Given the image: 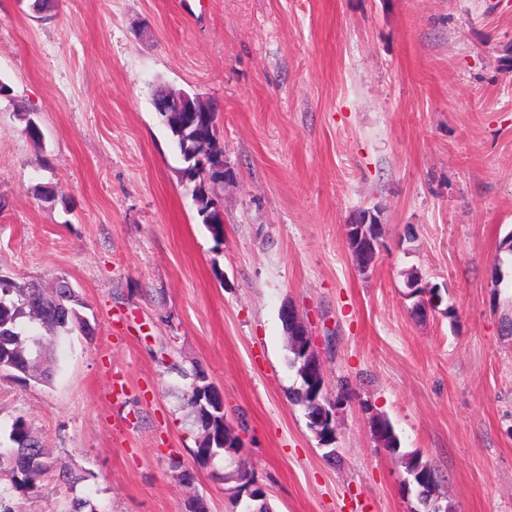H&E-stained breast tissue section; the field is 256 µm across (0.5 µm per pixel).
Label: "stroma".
<instances>
[{
  "instance_id": "1",
  "label": "stroma",
  "mask_w": 512,
  "mask_h": 512,
  "mask_svg": "<svg viewBox=\"0 0 512 512\" xmlns=\"http://www.w3.org/2000/svg\"><path fill=\"white\" fill-rule=\"evenodd\" d=\"M0 276L73 284L90 335L54 346L51 383L0 376V452L27 420L50 452L15 512H233L164 359L200 363L241 428L273 512H424L398 457L439 476L450 512H512V0H0ZM161 86L217 101L224 235L202 224L156 112ZM31 112L44 138L22 132ZM48 186L53 197L38 193ZM377 209L356 269L347 226ZM444 306L414 317L409 274ZM316 336L336 456L290 391L280 308ZM196 471L184 486L178 467ZM77 468L76 489L60 471ZM381 222L379 216L373 211L363 210L358 219L347 226V246L355 267L363 273H367L373 266L377 251L380 246ZM362 240L359 251L349 248L351 239Z\"/></svg>"
}]
</instances>
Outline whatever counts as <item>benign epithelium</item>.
<instances>
[{
    "label": "benign epithelium",
    "mask_w": 512,
    "mask_h": 512,
    "mask_svg": "<svg viewBox=\"0 0 512 512\" xmlns=\"http://www.w3.org/2000/svg\"><path fill=\"white\" fill-rule=\"evenodd\" d=\"M158 112H166L174 125L179 129L187 142L198 140H217L216 114L212 105L198 95H190L184 91L164 92L154 102ZM362 241L359 250L349 249L355 267L366 273L373 266L380 246L381 222L379 216L370 210L359 213L358 219L347 225V239ZM429 284L421 278L411 277L406 282V299L412 301L410 312L415 317H425L438 309L435 304L425 301L422 289ZM281 321L285 327L288 344L302 354L303 371L307 378L317 381L325 380L326 369L318 347L314 344L304 319L299 311L290 303L280 309ZM343 402L323 398L318 403L319 409L308 416V428L323 442L335 438L336 415Z\"/></svg>",
    "instance_id": "benign-epithelium-1"
}]
</instances>
